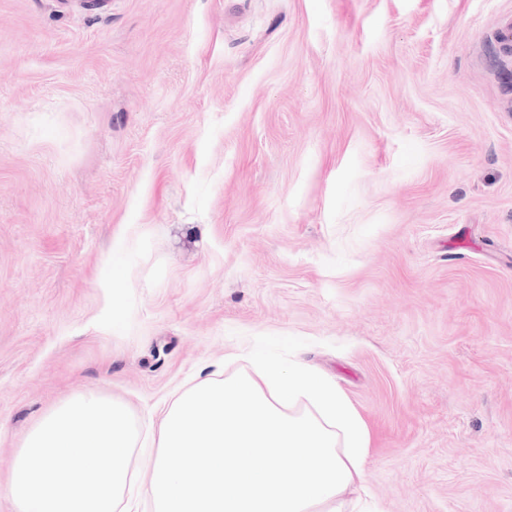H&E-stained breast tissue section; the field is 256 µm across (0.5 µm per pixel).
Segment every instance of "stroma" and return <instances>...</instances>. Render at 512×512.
<instances>
[{"label": "stroma", "mask_w": 512, "mask_h": 512, "mask_svg": "<svg viewBox=\"0 0 512 512\" xmlns=\"http://www.w3.org/2000/svg\"><path fill=\"white\" fill-rule=\"evenodd\" d=\"M512 0H0V486L261 334L371 431L379 512H512Z\"/></svg>", "instance_id": "35a3bbf8"}]
</instances>
